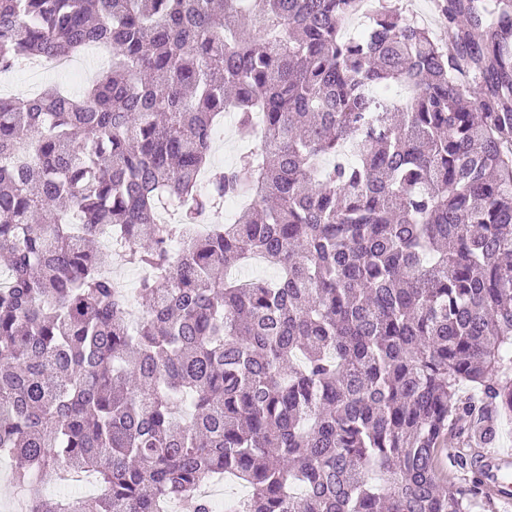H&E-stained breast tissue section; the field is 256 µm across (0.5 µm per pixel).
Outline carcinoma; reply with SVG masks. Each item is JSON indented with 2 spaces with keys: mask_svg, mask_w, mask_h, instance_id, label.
<instances>
[{
  "mask_svg": "<svg viewBox=\"0 0 512 512\" xmlns=\"http://www.w3.org/2000/svg\"><path fill=\"white\" fill-rule=\"evenodd\" d=\"M432 2L443 44L393 0H0V73L111 52L79 95L0 99V456L30 512H213L216 473L245 512H477L437 458L512 417V0ZM230 110L257 145L215 167ZM106 227L148 273L134 327ZM253 254L275 282L228 279ZM66 472L102 492L44 495Z\"/></svg>",
  "mask_w": 512,
  "mask_h": 512,
  "instance_id": "1",
  "label": "carcinoma"
}]
</instances>
